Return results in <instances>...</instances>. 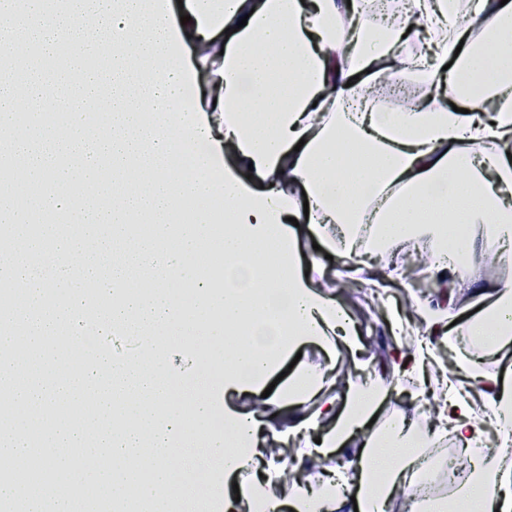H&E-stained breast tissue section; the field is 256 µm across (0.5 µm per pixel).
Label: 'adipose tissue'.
Wrapping results in <instances>:
<instances>
[{
	"mask_svg": "<svg viewBox=\"0 0 512 512\" xmlns=\"http://www.w3.org/2000/svg\"><path fill=\"white\" fill-rule=\"evenodd\" d=\"M187 23L168 0H0V47L32 42L60 55L59 69L18 88L0 70V155L21 181L39 179L30 200L80 225L45 231L21 251L0 249V284L24 289L27 306L0 322V351L18 340L36 360L0 367L15 382L16 419L0 430V467L36 457L46 477L0 481V503L23 498L26 512H85L63 488L82 483L120 502L139 482L149 512H169L163 488L192 480L204 458L185 460L188 426L210 431L224 475L210 495L225 512H386L395 492L420 474L425 447L453 438L468 464L455 501L460 512H512V371L468 385L475 362L461 355L427 425L399 415L372 422L391 388L376 375L338 378L336 355H357L360 333L334 293L301 266L293 222L307 218L321 249L347 274L358 271L350 241L366 229L372 250L412 240L432 244L433 277L454 279L485 240L512 258V0H401L404 19L423 18L435 56L425 69L418 30L375 27L359 0H184ZM481 26L484 43L470 38ZM92 51L106 62L88 72ZM411 77L446 95L406 111H385L368 84ZM26 106L32 120L14 134ZM181 112L179 129L171 110ZM59 114L53 125L48 113ZM224 198V290L193 261L211 245L209 201ZM136 224L150 235L133 234ZM197 289L187 305L179 284ZM108 298L100 334L133 332L141 349L122 367L73 372L71 349L48 322L62 312L84 331L88 296ZM483 307L465 334H491L486 347L512 348V288L485 280L472 289ZM224 314L223 327L209 314ZM425 327L398 380H422L435 360L433 338L449 325L445 300L417 303ZM410 315V316H413ZM409 315L391 310L393 335ZM202 336L223 344H199ZM198 342L203 361L225 363V398L260 401L259 412L204 400L185 418L174 404L180 377L174 342ZM327 349L322 366L297 369L273 395L265 390L299 346ZM343 382V400L331 394ZM99 398L93 428L40 419L48 399ZM499 443L482 446L485 427ZM296 442L293 470L346 456L344 465L278 493L272 446ZM360 449L349 453L352 442Z\"/></svg>",
	"mask_w": 512,
	"mask_h": 512,
	"instance_id": "obj_1",
	"label": "adipose tissue"
}]
</instances>
